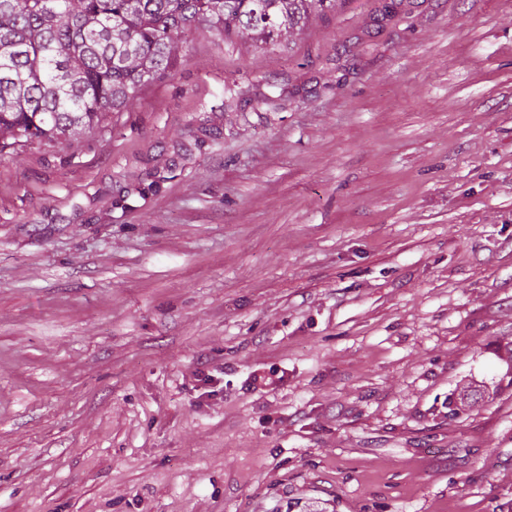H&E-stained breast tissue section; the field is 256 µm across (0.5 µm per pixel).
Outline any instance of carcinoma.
Wrapping results in <instances>:
<instances>
[{
	"mask_svg": "<svg viewBox=\"0 0 512 512\" xmlns=\"http://www.w3.org/2000/svg\"><path fill=\"white\" fill-rule=\"evenodd\" d=\"M338 0H0V152L72 147L170 74L182 35L207 28L280 45Z\"/></svg>",
	"mask_w": 512,
	"mask_h": 512,
	"instance_id": "obj_1",
	"label": "carcinoma"
}]
</instances>
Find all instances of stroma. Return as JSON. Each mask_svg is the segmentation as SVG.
Returning a JSON list of instances; mask_svg holds the SVG:
<instances>
[{"label":"stroma","mask_w":512,"mask_h":512,"mask_svg":"<svg viewBox=\"0 0 512 512\" xmlns=\"http://www.w3.org/2000/svg\"><path fill=\"white\" fill-rule=\"evenodd\" d=\"M183 41L0 155V512H512V0Z\"/></svg>","instance_id":"obj_1"}]
</instances>
